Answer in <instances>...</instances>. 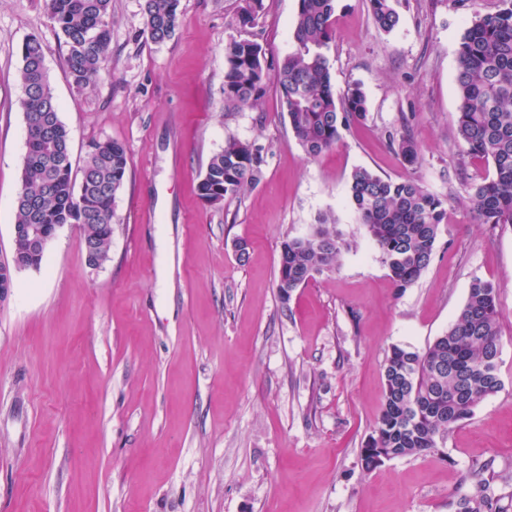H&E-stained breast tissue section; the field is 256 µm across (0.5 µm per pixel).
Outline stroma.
<instances>
[{
	"instance_id": "obj_1",
	"label": "stroma",
	"mask_w": 512,
	"mask_h": 512,
	"mask_svg": "<svg viewBox=\"0 0 512 512\" xmlns=\"http://www.w3.org/2000/svg\"><path fill=\"white\" fill-rule=\"evenodd\" d=\"M141 4L112 0V63L79 87L44 0H0V260L26 151L27 38L43 43L74 164L103 139L129 159L108 261L88 266L81 229L66 225L0 298V512H457L485 465L512 512V226L475 222L466 190L490 170L456 136L458 44L501 0H401L389 34L368 0H336L332 82L362 83L368 119L314 159L274 84L254 108L224 107L225 45L253 40L275 67L296 0H262L246 30L245 0H180L161 45L138 35ZM404 128L420 149L412 167L389 140ZM230 137L261 148V173L210 207L197 184ZM358 166L419 180L448 212L406 290L349 205ZM326 213L350 249L282 300L283 239ZM476 277L498 290L501 391L434 451L364 469L391 347L424 351Z\"/></svg>"
}]
</instances>
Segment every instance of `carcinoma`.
Returning <instances> with one entry per match:
<instances>
[{"label": "carcinoma", "instance_id": "1", "mask_svg": "<svg viewBox=\"0 0 512 512\" xmlns=\"http://www.w3.org/2000/svg\"><path fill=\"white\" fill-rule=\"evenodd\" d=\"M378 29L399 24V0H368ZM262 0H249L238 23L254 24ZM494 13L477 14L457 50L456 133L471 158L492 168V175L470 185L467 201L480 224L512 225V0ZM66 53L64 64L78 86L89 84L111 62L112 33L106 22L111 0H45ZM180 0H142L141 35L155 44L172 40L178 28ZM336 0H297L288 54L278 63L274 84L286 108L290 130L306 155L316 158L340 140L342 129L367 120L362 85L336 92L326 51L334 37ZM20 106L39 103L38 117L26 131V152L19 175L26 203L16 207L17 224H76L93 241L98 258L108 259L114 203L128 177L125 146L112 139L89 144L76 170L70 133L59 116L41 41L26 39L20 49ZM224 102L253 107L268 80L262 48L232 40L224 48ZM389 138L403 164L415 165L419 148L405 133ZM261 149L229 137L213 154L198 183L200 200L221 206L257 180ZM348 198L389 272L395 287L412 286L435 253L440 226L447 221L444 202L419 181L393 180L365 167L348 178ZM349 248L326 215L306 236L281 244L277 288L282 299L316 274L336 268ZM497 288L476 277L448 330L422 352L394 345L384 366L381 415L361 464L367 470L387 460L433 451L460 422L471 418L498 393L501 338ZM459 512H494L492 496L460 498Z\"/></svg>", "mask_w": 512, "mask_h": 512}]
</instances>
